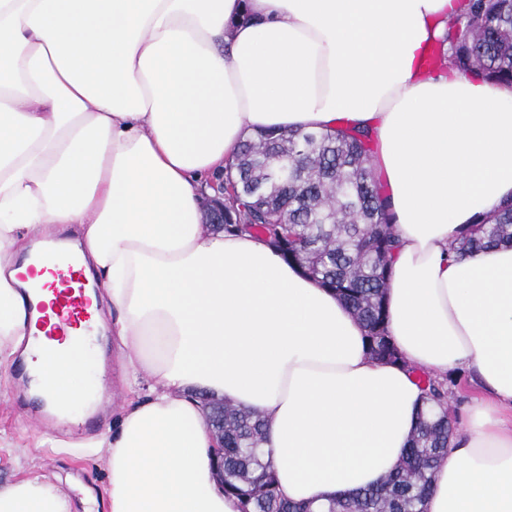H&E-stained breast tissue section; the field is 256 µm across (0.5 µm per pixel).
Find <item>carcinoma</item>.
<instances>
[{
  "mask_svg": "<svg viewBox=\"0 0 512 512\" xmlns=\"http://www.w3.org/2000/svg\"><path fill=\"white\" fill-rule=\"evenodd\" d=\"M432 71L450 68L475 78L512 83V0H464L429 55ZM368 134L260 131L246 138L224 168L233 194L224 198V232L267 239L290 264L335 292L365 330L368 356L402 364L388 335L385 288L398 247L393 215L372 168ZM512 244V204L477 220L457 250ZM426 408L406 454L380 484L338 499L328 512H423L433 471L447 453L455 421L446 380L415 372ZM199 399L210 429L224 435V493L241 512H311L281 498L262 417L205 393Z\"/></svg>",
  "mask_w": 512,
  "mask_h": 512,
  "instance_id": "cac0c4a2",
  "label": "carcinoma"
}]
</instances>
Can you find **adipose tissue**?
Instances as JSON below:
<instances>
[{
  "label": "adipose tissue",
  "mask_w": 512,
  "mask_h": 512,
  "mask_svg": "<svg viewBox=\"0 0 512 512\" xmlns=\"http://www.w3.org/2000/svg\"><path fill=\"white\" fill-rule=\"evenodd\" d=\"M461 0H0V378L34 325L17 257L76 226L130 397L107 512H240L211 464L206 392L258 413L284 498L326 512L400 462L411 374L479 394L424 512H512V246L454 251L512 201V85L428 72ZM367 130L399 241L373 362L361 324L263 237L205 230L210 177L259 129ZM75 401L88 357L43 364ZM0 512H77L50 477L0 483Z\"/></svg>",
  "instance_id": "ef3b65f1"
}]
</instances>
